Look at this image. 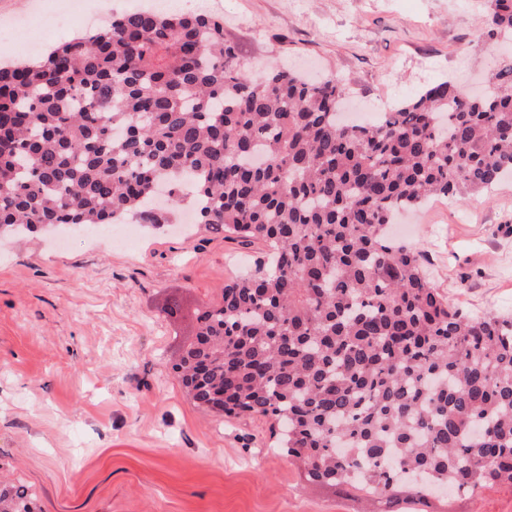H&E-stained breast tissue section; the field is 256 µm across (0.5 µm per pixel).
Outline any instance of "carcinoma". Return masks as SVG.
Returning <instances> with one entry per match:
<instances>
[{"mask_svg":"<svg viewBox=\"0 0 512 512\" xmlns=\"http://www.w3.org/2000/svg\"><path fill=\"white\" fill-rule=\"evenodd\" d=\"M512 40V0H487ZM472 96L444 81L347 124L334 75L254 72L224 23L136 11L0 69V236L169 211L269 248L197 312L173 365L199 408L265 417L317 485L381 512L512 491V317L470 316L386 226L512 173V52ZM0 512H36L23 484Z\"/></svg>","mask_w":512,"mask_h":512,"instance_id":"carcinoma-1","label":"carcinoma"}]
</instances>
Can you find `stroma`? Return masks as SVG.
Returning a JSON list of instances; mask_svg holds the SVG:
<instances>
[{
  "label": "stroma",
  "mask_w": 512,
  "mask_h": 512,
  "mask_svg": "<svg viewBox=\"0 0 512 512\" xmlns=\"http://www.w3.org/2000/svg\"><path fill=\"white\" fill-rule=\"evenodd\" d=\"M113 12L179 13L180 0H89ZM71 0H0V27L38 54L0 47V65L34 61L86 28L55 25ZM260 65L332 73L348 111L381 112L428 85L488 74L486 0H195ZM425 272L473 315H512V177L402 214ZM107 224L0 239V480L42 512H356L357 499L308 482L271 420L199 409L171 365L197 309L246 274L259 246L174 223ZM178 314H170L171 305Z\"/></svg>",
  "instance_id": "stroma-1"
}]
</instances>
